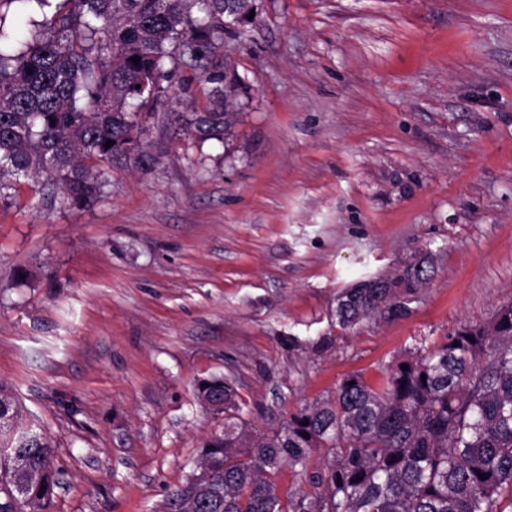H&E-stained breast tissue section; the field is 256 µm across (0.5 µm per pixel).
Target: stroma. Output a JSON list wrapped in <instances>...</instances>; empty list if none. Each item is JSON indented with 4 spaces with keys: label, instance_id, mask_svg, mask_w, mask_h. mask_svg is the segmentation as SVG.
<instances>
[{
    "label": "stroma",
    "instance_id": "35a3bbf8",
    "mask_svg": "<svg viewBox=\"0 0 512 512\" xmlns=\"http://www.w3.org/2000/svg\"><path fill=\"white\" fill-rule=\"evenodd\" d=\"M253 5L224 36L249 88L233 137L173 138L203 99L182 68L153 168L85 209L44 175L0 196V385L53 446L44 512H165L224 429L198 380L266 432L512 300V0ZM424 250L405 316L337 325L344 288Z\"/></svg>",
    "mask_w": 512,
    "mask_h": 512
}]
</instances>
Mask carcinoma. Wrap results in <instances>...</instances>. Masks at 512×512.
I'll return each mask as SVG.
<instances>
[{"label": "carcinoma", "mask_w": 512, "mask_h": 512, "mask_svg": "<svg viewBox=\"0 0 512 512\" xmlns=\"http://www.w3.org/2000/svg\"><path fill=\"white\" fill-rule=\"evenodd\" d=\"M14 3L55 11L30 20L20 39L4 29ZM223 46L224 0H0V194L45 173L80 209L101 197L112 166L152 168L147 118L180 65L196 72L206 104L174 113V134L224 140L247 87L219 58ZM433 277L427 252L422 267L390 275L393 288H346L337 323L403 316L414 286ZM197 392L224 398V433L198 450L213 482L206 490L186 479L167 512H503L498 501L512 498V301L486 325L414 348L375 386L347 375L334 399L268 433H249L223 379L202 380ZM0 414L10 418L0 425V512H42L59 487L53 447L43 435L19 439L22 407L1 387ZM319 448L324 472L312 483L322 492L280 496L283 467L306 473Z\"/></svg>", "instance_id": "1"}]
</instances>
